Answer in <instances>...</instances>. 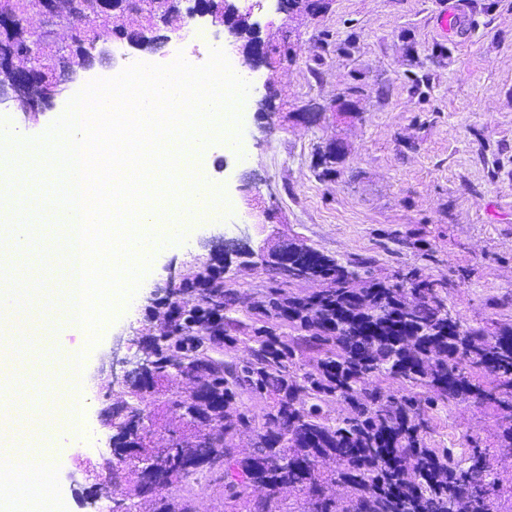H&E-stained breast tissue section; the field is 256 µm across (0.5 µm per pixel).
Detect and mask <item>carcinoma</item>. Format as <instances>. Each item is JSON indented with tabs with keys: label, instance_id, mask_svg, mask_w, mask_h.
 Listing matches in <instances>:
<instances>
[{
	"label": "carcinoma",
	"instance_id": "1",
	"mask_svg": "<svg viewBox=\"0 0 512 512\" xmlns=\"http://www.w3.org/2000/svg\"><path fill=\"white\" fill-rule=\"evenodd\" d=\"M40 0H0V12L22 19ZM75 39L90 59L104 58V36L125 28L123 11H102L95 0ZM173 15L170 0H143L137 29L152 41ZM300 276L320 279L327 288L310 296L271 291L260 305L262 326L240 338V321L227 316L235 293L224 289L221 272L207 268L193 283L202 292L195 306H173L174 318L155 343L149 378L131 381L137 396L177 373L200 383L199 392L173 407L184 411L198 429L211 434L210 447L179 438L157 449L156 479L164 488L209 469L204 457L225 464L224 512H297L282 492L304 497L305 512H454L460 502L468 512H490V471L482 466L475 448L461 457L448 449L426 444L427 413L437 399L458 396L478 402L493 401L512 413V328H503L491 341L482 330L465 324L448 308L443 296L448 283L412 271L392 283L371 282L362 288L358 272L336 258L318 253L297 257ZM413 292L404 294V285ZM412 298L414 308L405 310ZM283 320L304 335H277L267 321ZM224 343L240 342L253 359L240 365L217 366L208 355L216 335ZM317 352L313 369L297 374L305 348ZM399 380L408 393H384L364 387L372 376ZM428 387L433 396L422 398L415 389ZM271 395L274 404L251 412L242 391ZM336 398L349 405L347 415L330 419L323 405ZM262 420L254 451L235 457L224 447V437L240 426ZM113 448L117 464L130 466L136 449L146 448L143 434L134 428L117 433ZM323 456L333 457L338 470L316 467ZM337 479L349 484L353 497L338 504L323 488ZM260 484L268 495L250 501L245 491ZM153 512H195L189 498L155 496Z\"/></svg>",
	"mask_w": 512,
	"mask_h": 512
}]
</instances>
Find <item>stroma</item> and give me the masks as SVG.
Here are the masks:
<instances>
[{
	"label": "stroma",
	"mask_w": 512,
	"mask_h": 512,
	"mask_svg": "<svg viewBox=\"0 0 512 512\" xmlns=\"http://www.w3.org/2000/svg\"><path fill=\"white\" fill-rule=\"evenodd\" d=\"M449 9L454 21L439 27ZM260 23L272 32L295 28L292 58L275 73L253 71L251 96L260 99L273 77L280 112L277 127L262 132L248 114L247 160L215 146L211 177L224 187L232 214L220 223L196 225L185 239L158 255L117 319L88 351L87 407L74 447L56 456L67 512H104L126 498L127 469H103L112 456L115 406L139 403L152 444L186 431L178 412L143 393L134 398L123 383L126 362L152 351L151 328L166 312L169 282H180L203 264L224 269L237 295L236 318L251 326L270 288L305 296L322 289L311 280L276 277L264 264L226 263L224 241L243 238L252 248L264 239L298 242L341 263H360L363 280L393 281L417 268L448 281V305L470 326L493 336L512 327V0H330L326 10L288 17L266 6ZM171 45L155 51L122 46L67 82L61 96L28 118L17 102L0 116L31 138L42 136L75 93L116 67L135 60L158 65ZM350 94L357 118L327 115L318 125L297 121L304 104H329ZM337 141L344 157L323 178L318 154ZM269 209L271 220L251 222L239 189ZM28 365L30 404L41 408L54 393L57 357L51 336H34L22 354ZM503 413L491 403L457 398L430 414L431 448L479 445L499 483L492 512H512V449L500 441ZM109 486L94 498L93 483ZM222 473L168 488L171 497L192 496L224 512Z\"/></svg>",
	"instance_id": "stroma-1"
}]
</instances>
